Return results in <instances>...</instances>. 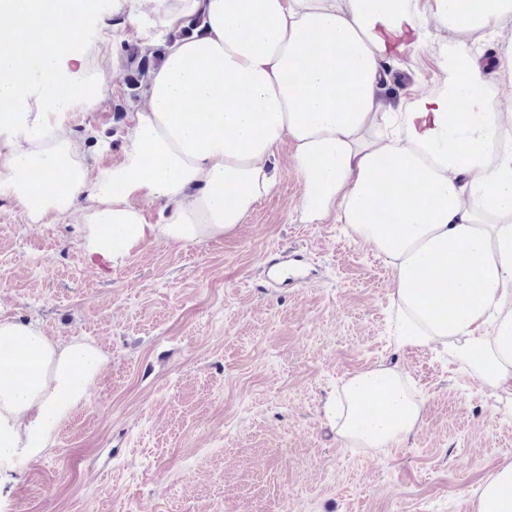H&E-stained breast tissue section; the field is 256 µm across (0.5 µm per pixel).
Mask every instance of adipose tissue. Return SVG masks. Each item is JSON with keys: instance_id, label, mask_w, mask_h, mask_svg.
<instances>
[{"instance_id": "1", "label": "adipose tissue", "mask_w": 512, "mask_h": 512, "mask_svg": "<svg viewBox=\"0 0 512 512\" xmlns=\"http://www.w3.org/2000/svg\"><path fill=\"white\" fill-rule=\"evenodd\" d=\"M52 2L0 0V194L30 223L80 213L84 253L121 266L155 242L233 234L275 188L271 158L290 151L302 222L346 225L389 264L397 344L447 345L512 413V40L492 57L480 47L512 25V0H135L127 23L143 48L174 39L108 166L65 121L94 0ZM197 15L201 33L179 37ZM431 18L449 36L434 88L392 98L390 68L416 61ZM34 82L41 109L21 111ZM0 338L31 365L0 379L2 470L43 455L104 358L29 321L0 320ZM422 405L380 365L346 379L326 413L344 441L388 448ZM474 495L476 512H512V463Z\"/></svg>"}]
</instances>
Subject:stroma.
I'll list each match as a JSON object with an SVG mask.
<instances>
[{
	"label": "stroma",
	"mask_w": 512,
	"mask_h": 512,
	"mask_svg": "<svg viewBox=\"0 0 512 512\" xmlns=\"http://www.w3.org/2000/svg\"><path fill=\"white\" fill-rule=\"evenodd\" d=\"M97 11L85 61L115 77L67 122L107 164L136 103L124 52L134 40L112 0ZM443 52L431 37L393 87L430 90ZM271 164L275 191L234 235L158 242L117 268L85 256L79 216L31 224L0 196V318L105 357L46 453L0 472V512H476L474 489L512 461L504 400L441 345L398 347L384 259L345 225L300 222L293 162ZM289 249L316 283L267 279L273 251ZM379 365L408 374L421 421L394 447H354L325 407Z\"/></svg>",
	"instance_id": "stroma-1"
}]
</instances>
